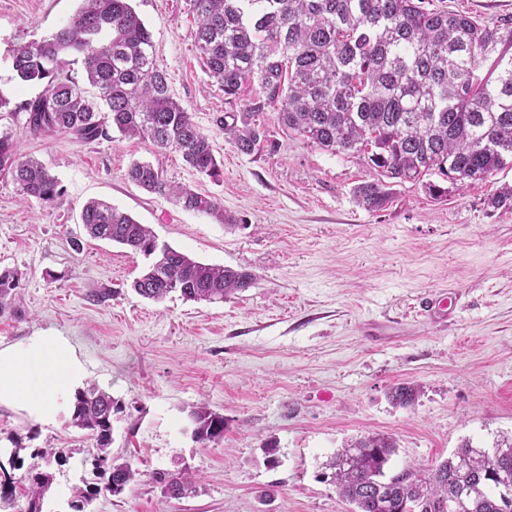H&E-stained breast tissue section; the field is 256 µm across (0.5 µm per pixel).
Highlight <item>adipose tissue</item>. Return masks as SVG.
<instances>
[{"label": "adipose tissue", "mask_w": 512, "mask_h": 512, "mask_svg": "<svg viewBox=\"0 0 512 512\" xmlns=\"http://www.w3.org/2000/svg\"><path fill=\"white\" fill-rule=\"evenodd\" d=\"M86 373L69 342L39 333L18 347L0 349V403L43 420L54 419Z\"/></svg>", "instance_id": "adipose-tissue-1"}]
</instances>
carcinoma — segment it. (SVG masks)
<instances>
[{
	"instance_id": "carcinoma-1",
	"label": "carcinoma",
	"mask_w": 512,
	"mask_h": 512,
	"mask_svg": "<svg viewBox=\"0 0 512 512\" xmlns=\"http://www.w3.org/2000/svg\"><path fill=\"white\" fill-rule=\"evenodd\" d=\"M197 18L194 47L208 74L237 98L247 83L260 95L227 112L224 134L239 152L262 143L275 149L259 121L272 108L284 127L333 153L368 156L388 180L419 181L439 175L454 183L487 181L512 164V57L498 49L512 44V30L458 13L428 10L422 0H192ZM81 59L85 80L97 89L88 98L64 74L66 56ZM15 78L40 83L43 91L20 105L34 135L72 134L91 142L117 130L130 138L173 148L186 164L213 177L219 166L210 137L171 95L166 72L154 54L151 33L130 0H84L69 23L39 40L20 41L11 51ZM495 57L492 70L479 76ZM0 177L24 199L62 203L59 182L37 159L19 152L11 134L0 135ZM127 177L150 193L173 197L184 209L207 213L225 224L236 217L217 199L167 181L148 162H135ZM358 203L378 210L389 201L383 181L354 189ZM81 221L93 239L109 240L154 257L133 290L161 301L173 292L186 300L222 302L252 284L253 274L204 264L167 245L130 214L102 200L87 202ZM19 280L0 272V313L16 299ZM421 389L396 384L388 399L409 406ZM122 410L104 391L75 396L71 425L96 442L98 481L74 491L72 508H84L105 491L113 496L140 482L143 473L111 455L112 417ZM196 441L224 437V416L201 403L190 410ZM498 455L467 440L448 459L413 484L386 476L395 439L363 435L336 453L333 482L355 512H397L406 501L451 502L456 512H501L491 470L512 480V436L497 442ZM164 497L193 495L188 471L154 472ZM27 512H42L51 477H28Z\"/></svg>"
}]
</instances>
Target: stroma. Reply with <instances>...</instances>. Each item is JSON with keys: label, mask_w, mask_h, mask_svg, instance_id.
Instances as JSON below:
<instances>
[{"label": "stroma", "mask_w": 512, "mask_h": 512, "mask_svg": "<svg viewBox=\"0 0 512 512\" xmlns=\"http://www.w3.org/2000/svg\"><path fill=\"white\" fill-rule=\"evenodd\" d=\"M152 35L172 95L212 139L219 176L190 168L177 150L118 131L81 143L57 132L35 136L26 115L0 113L20 153L39 159L63 192L60 206L23 200L0 178V271L19 277L14 307L0 314V348L38 333L64 337L86 387L123 403L112 454L147 471L189 469L194 495L163 497L144 481L98 495L86 512H351L330 479L329 460L373 432L397 442L387 475L419 472L464 441L490 448L512 435V207L488 199L512 186V165L486 182L389 184L380 210L353 190L378 174L359 154L331 153L285 129L275 110L260 122L278 147L250 155L220 128L240 109L194 48L190 0H131ZM512 29V0H426ZM81 0H0V92L12 104L42 88L19 83L10 49L64 26ZM148 161L176 184L220 200L227 226L151 194L127 177ZM101 199L149 225L159 244L197 261L253 273L250 288L220 303L170 294L156 302L131 288L149 266L142 254L88 237L80 214ZM447 290V321L419 313ZM420 385L414 404L393 406L388 388ZM206 403L224 417L220 441L191 436L189 412ZM71 410L51 421L0 404V466L14 478L12 506L25 512L31 468L52 484L43 512H73L75 488L91 476L95 440L71 427ZM278 448L267 467L262 448Z\"/></svg>", "instance_id": "stroma-1"}]
</instances>
